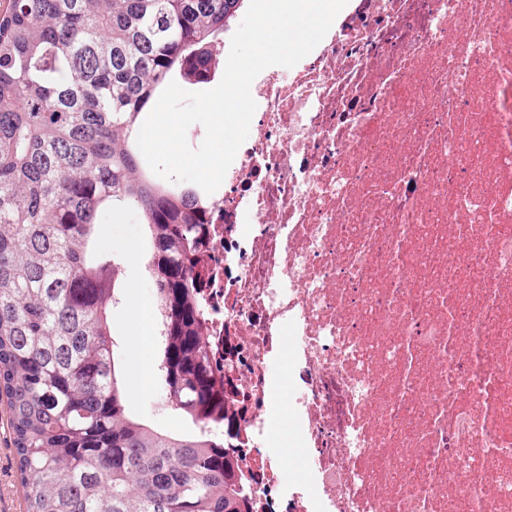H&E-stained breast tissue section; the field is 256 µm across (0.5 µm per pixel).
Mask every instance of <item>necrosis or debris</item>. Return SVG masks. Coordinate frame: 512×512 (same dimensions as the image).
Returning <instances> with one entry per match:
<instances>
[{
	"instance_id": "obj_1",
	"label": "necrosis or debris",
	"mask_w": 512,
	"mask_h": 512,
	"mask_svg": "<svg viewBox=\"0 0 512 512\" xmlns=\"http://www.w3.org/2000/svg\"><path fill=\"white\" fill-rule=\"evenodd\" d=\"M251 93L193 293L250 512H512V0H350ZM294 372L293 369L285 363L281 368V377L279 380V390L282 397V402L279 407L278 416L274 424V435L276 439L286 438L288 436V442L291 440H297L294 429L289 427V421L291 420V408L288 405V395L290 388L293 384ZM288 421V431L284 428L285 422Z\"/></svg>"
}]
</instances>
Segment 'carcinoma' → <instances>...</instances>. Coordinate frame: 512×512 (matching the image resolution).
Masks as SVG:
<instances>
[{"label":"carcinoma","instance_id":"cac0c4a2","mask_svg":"<svg viewBox=\"0 0 512 512\" xmlns=\"http://www.w3.org/2000/svg\"><path fill=\"white\" fill-rule=\"evenodd\" d=\"M245 0H7L0 11V397L26 512H243L224 442L128 412L113 350L122 255L100 213L134 208L165 293L159 375L193 427L220 401L190 289L199 193L154 177L139 125L166 86L211 81Z\"/></svg>","mask_w":512,"mask_h":512}]
</instances>
